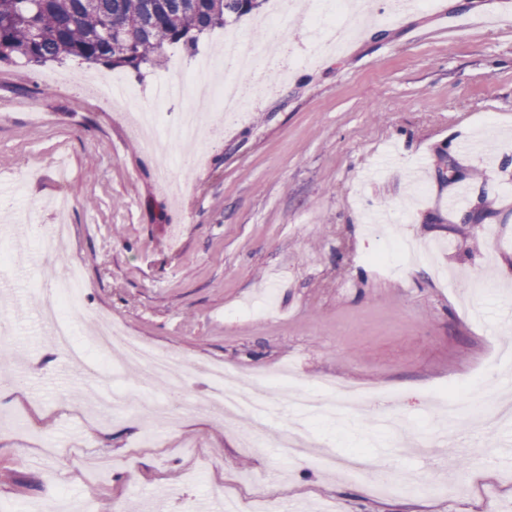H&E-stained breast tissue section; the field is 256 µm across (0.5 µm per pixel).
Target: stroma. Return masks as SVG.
<instances>
[{
    "instance_id": "stroma-1",
    "label": "stroma",
    "mask_w": 512,
    "mask_h": 512,
    "mask_svg": "<svg viewBox=\"0 0 512 512\" xmlns=\"http://www.w3.org/2000/svg\"><path fill=\"white\" fill-rule=\"evenodd\" d=\"M496 0H435L432 8L372 23L345 50L309 59L251 98L246 118L197 146L201 164L161 158L132 127L159 77H189L226 32L262 46L279 0L259 15L229 18L195 49L164 47L163 66L118 70L133 102L52 83L57 71L108 76L79 61L0 65V225L17 223L0 310L13 333L23 386L0 402L27 414L31 433L0 430V512L39 500L54 479L70 512H202L235 492L240 477H265L243 494L245 512L269 500L293 512H512V421L474 430L456 422L457 447L433 393H471L482 379L512 397V28L444 30L440 13L489 10ZM191 190L175 199L162 177ZM23 189H16V181ZM460 195L456 207L448 199ZM490 213L467 224L472 206ZM65 223L53 262L17 218ZM407 240L415 250L401 253ZM84 269L77 336L105 312L127 333L188 363L222 364L250 377L293 366L312 385L335 378L385 390L400 431L380 424L372 402L347 419L311 423L320 442L380 466L385 448L431 440L427 458L399 452L392 476L421 475L447 495L376 493L367 476L328 475L282 457L273 444L242 445L249 422L175 408L166 434L141 444L137 414L102 425L97 388L52 353L38 310L59 270ZM275 286L271 310L256 309ZM56 441L58 453L37 447ZM102 457L89 478L66 455Z\"/></svg>"
}]
</instances>
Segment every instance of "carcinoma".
<instances>
[{"label": "carcinoma", "instance_id": "cac0c4a2", "mask_svg": "<svg viewBox=\"0 0 512 512\" xmlns=\"http://www.w3.org/2000/svg\"><path fill=\"white\" fill-rule=\"evenodd\" d=\"M262 0H0V62L76 59L140 72L166 44L195 46Z\"/></svg>", "mask_w": 512, "mask_h": 512}]
</instances>
